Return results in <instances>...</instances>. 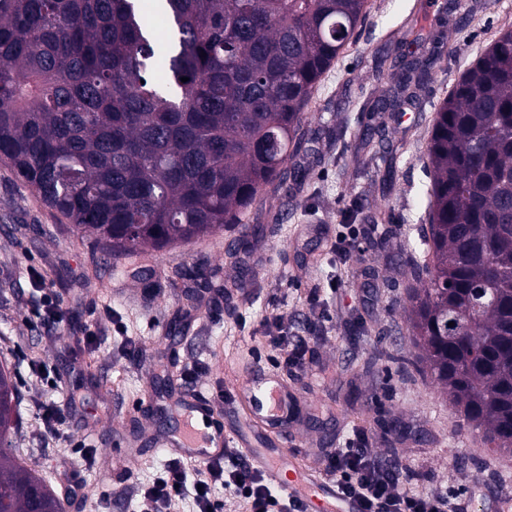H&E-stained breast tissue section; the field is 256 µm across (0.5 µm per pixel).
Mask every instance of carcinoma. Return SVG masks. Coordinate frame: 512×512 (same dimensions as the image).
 <instances>
[{"label":"carcinoma","mask_w":512,"mask_h":512,"mask_svg":"<svg viewBox=\"0 0 512 512\" xmlns=\"http://www.w3.org/2000/svg\"><path fill=\"white\" fill-rule=\"evenodd\" d=\"M369 9V0H166L160 53L140 0H0V163L114 258L228 224L254 234L245 219L261 190L301 179L288 161L314 142L305 109ZM432 25L429 12L410 13L401 43ZM400 67L375 111L416 103L427 64L413 56ZM426 153L412 364L448 394L461 435L511 452L512 28L443 99ZM17 403L1 364L0 512H64L17 460Z\"/></svg>","instance_id":"carcinoma-1"}]
</instances>
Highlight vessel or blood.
<instances>
[{
    "label": "vessel or blood",
    "instance_id": "vessel-or-blood-1",
    "mask_svg": "<svg viewBox=\"0 0 512 512\" xmlns=\"http://www.w3.org/2000/svg\"><path fill=\"white\" fill-rule=\"evenodd\" d=\"M301 401L287 381L257 373L239 387L228 407L200 392L180 402L181 425L164 436L169 452L200 463L222 458L225 448L239 449L271 486L312 504L313 512H360L356 501L341 498L333 480L288 458L277 437L300 420Z\"/></svg>",
    "mask_w": 512,
    "mask_h": 512
}]
</instances>
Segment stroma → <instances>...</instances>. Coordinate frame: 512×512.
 I'll use <instances>...</instances> for the list:
<instances>
[{
  "instance_id": "35a3bbf8",
  "label": "stroma",
  "mask_w": 512,
  "mask_h": 512,
  "mask_svg": "<svg viewBox=\"0 0 512 512\" xmlns=\"http://www.w3.org/2000/svg\"><path fill=\"white\" fill-rule=\"evenodd\" d=\"M425 0H370L355 42L322 77L307 112L312 152L293 159L304 172L291 194L264 188L252 212L262 233L242 237L237 224L195 242L120 260L34 196L0 164V361L19 391L16 446L57 495L70 484L108 493L102 512H133L116 493L128 482L152 484L169 453L157 436L176 427L177 406L150 405L148 392L195 387L228 404L249 372L272 371L302 394L304 424L283 445L321 468L324 449L357 428L370 451L407 465L413 492L454 490L468 512H512V452L491 453L455 433L448 397L416 370L407 321L417 283L406 265L413 225L426 221V144L443 98L501 29L512 27V0H478L475 15H442L417 53L433 59L415 107L377 112L391 85L388 67L400 26ZM386 128L391 165L362 142ZM363 234L349 259L334 249L339 225ZM261 244L245 290L229 240ZM56 293L53 327L33 320L36 278ZM326 303L315 309L312 294ZM284 335L305 337L309 365L286 366L266 318ZM93 343H85L87 332ZM44 364L47 377L30 372ZM60 413L44 436L41 405ZM396 425L397 434L387 432ZM128 448L141 456H125Z\"/></svg>"
}]
</instances>
